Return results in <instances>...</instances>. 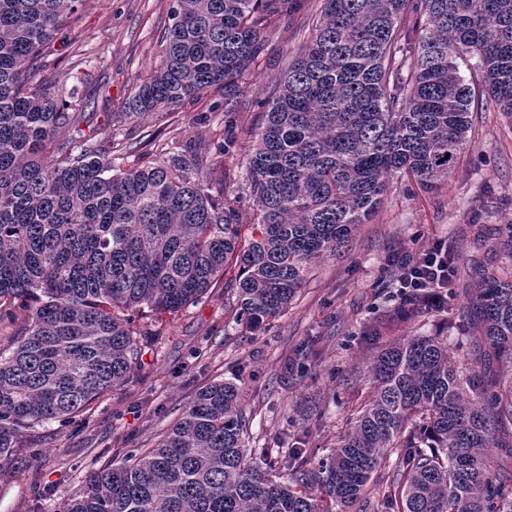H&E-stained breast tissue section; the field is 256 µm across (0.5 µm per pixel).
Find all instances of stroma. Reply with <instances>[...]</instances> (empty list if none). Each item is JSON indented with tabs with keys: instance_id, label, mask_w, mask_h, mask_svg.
I'll return each mask as SVG.
<instances>
[{
	"instance_id": "obj_1",
	"label": "stroma",
	"mask_w": 512,
	"mask_h": 512,
	"mask_svg": "<svg viewBox=\"0 0 512 512\" xmlns=\"http://www.w3.org/2000/svg\"><path fill=\"white\" fill-rule=\"evenodd\" d=\"M322 3L304 0L300 11L273 22L261 54L235 88L238 110L230 130L220 92L174 112L111 124L135 86L161 63L172 0H84L51 42L34 80L60 100L75 86L88 93L92 103L78 128L86 135L111 129L121 144L112 164L123 170L174 138L212 146L234 139L213 173L233 197L264 122L259 103L306 45ZM464 75L477 106L469 143L447 180L431 191L392 180L348 247L311 268L288 308L265 328L250 330L237 318L232 266L199 302L158 322L136 317L145 346L140 367L70 422L30 433L27 448L0 470V512H58L91 468L153 447L196 392L220 380L239 388L251 419L248 447L297 446L318 460L347 430L350 398L367 394L368 366L390 340L441 336L456 343L479 271L512 261V245L501 233L512 224V119L486 104L475 69ZM438 241L447 243L458 271L447 305L419 307L397 319L392 259Z\"/></svg>"
}]
</instances>
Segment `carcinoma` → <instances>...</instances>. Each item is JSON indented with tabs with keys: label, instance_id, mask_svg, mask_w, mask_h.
<instances>
[{
	"label": "carcinoma",
	"instance_id": "1",
	"mask_svg": "<svg viewBox=\"0 0 512 512\" xmlns=\"http://www.w3.org/2000/svg\"><path fill=\"white\" fill-rule=\"evenodd\" d=\"M82 0H0V464L25 430L65 421L121 386L142 358L133 314H171L238 266L237 313L253 330L281 314L313 263L366 223L393 179L429 191L468 144L474 93L459 61L512 118V0H324L310 41L260 102L242 212L211 175L218 155L164 144L112 167V129L74 133L32 80ZM299 0H173L164 58L112 124L226 91ZM469 304L483 375L462 344L418 336L382 351L372 391L330 455L307 465L263 448L231 382L199 390L152 448L86 477L61 512H350L373 474L383 512H512V268L480 274Z\"/></svg>",
	"mask_w": 512,
	"mask_h": 512
}]
</instances>
